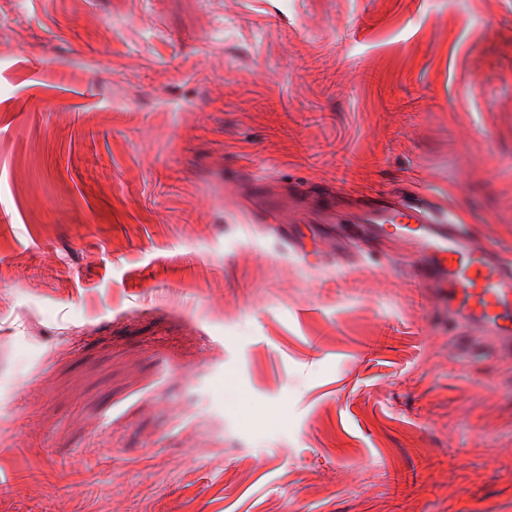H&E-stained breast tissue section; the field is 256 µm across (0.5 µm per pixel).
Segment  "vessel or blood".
Returning a JSON list of instances; mask_svg holds the SVG:
<instances>
[{"label":"vessel or blood","mask_w":512,"mask_h":512,"mask_svg":"<svg viewBox=\"0 0 512 512\" xmlns=\"http://www.w3.org/2000/svg\"><path fill=\"white\" fill-rule=\"evenodd\" d=\"M342 233L354 249L370 241L408 239L419 281L436 287L456 321L496 337L501 349L512 353V259L457 224L428 191L406 201L375 196L363 224Z\"/></svg>","instance_id":"b4317fda"}]
</instances>
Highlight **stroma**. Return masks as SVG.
<instances>
[{"label":"stroma","mask_w":512,"mask_h":512,"mask_svg":"<svg viewBox=\"0 0 512 512\" xmlns=\"http://www.w3.org/2000/svg\"><path fill=\"white\" fill-rule=\"evenodd\" d=\"M312 184L512 253V0H0V512H512V359Z\"/></svg>","instance_id":"obj_1"}]
</instances>
